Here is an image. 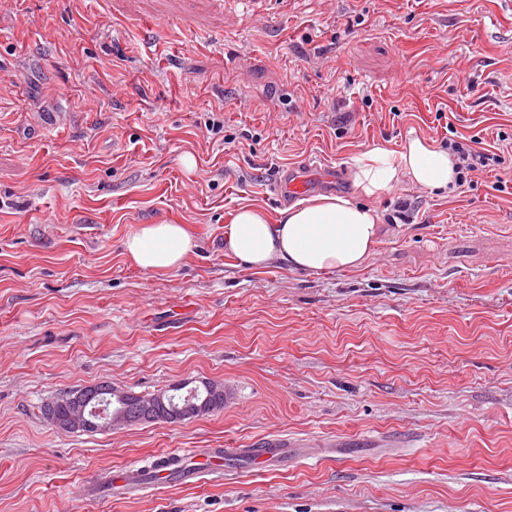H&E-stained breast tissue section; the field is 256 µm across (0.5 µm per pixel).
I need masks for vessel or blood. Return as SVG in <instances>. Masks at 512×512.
<instances>
[{
    "instance_id": "1",
    "label": "vessel or blood",
    "mask_w": 512,
    "mask_h": 512,
    "mask_svg": "<svg viewBox=\"0 0 512 512\" xmlns=\"http://www.w3.org/2000/svg\"><path fill=\"white\" fill-rule=\"evenodd\" d=\"M317 164H309L303 170L287 173L274 185L279 201L286 202L300 197L316 183ZM225 449H186L170 451L157 456L148 466L153 485L159 486L172 480L182 483H199L207 479H219L224 475Z\"/></svg>"
}]
</instances>
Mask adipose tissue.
I'll return each mask as SVG.
<instances>
[{
  "instance_id": "ef3b65f1",
  "label": "adipose tissue",
  "mask_w": 512,
  "mask_h": 512,
  "mask_svg": "<svg viewBox=\"0 0 512 512\" xmlns=\"http://www.w3.org/2000/svg\"><path fill=\"white\" fill-rule=\"evenodd\" d=\"M457 159L433 140L413 137L401 150L373 147L356 158L352 183L365 203L335 195L299 201L277 215L261 208H238L224 229V251L249 269L279 260L294 270L355 269L371 254L380 217L369 198L387 192L398 178L432 190L453 192ZM181 224H145L126 237L127 257L147 272L180 267L196 248Z\"/></svg>"
}]
</instances>
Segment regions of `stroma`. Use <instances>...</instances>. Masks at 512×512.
<instances>
[{"mask_svg":"<svg viewBox=\"0 0 512 512\" xmlns=\"http://www.w3.org/2000/svg\"><path fill=\"white\" fill-rule=\"evenodd\" d=\"M478 136L453 193L374 199L366 263L238 267L224 228L317 158ZM195 160L186 168L184 156ZM506 190H497V183ZM407 222H400V214ZM187 225L178 269L125 256ZM223 385L176 424L67 433L106 382ZM284 448L256 464L249 451ZM178 448L230 479L84 495ZM0 512H512V16L494 0H0ZM197 247L184 224H145L126 237L127 257L147 272H166L180 267Z\"/></svg>","mask_w":512,"mask_h":512,"instance_id":"obj_1","label":"stroma"}]
</instances>
